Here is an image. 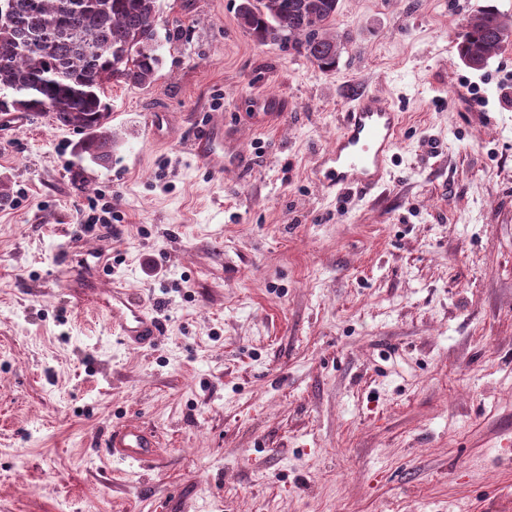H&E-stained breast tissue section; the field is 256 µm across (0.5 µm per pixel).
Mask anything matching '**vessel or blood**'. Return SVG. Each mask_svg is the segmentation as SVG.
Masks as SVG:
<instances>
[{
  "label": "vessel or blood",
  "instance_id": "vessel-or-blood-1",
  "mask_svg": "<svg viewBox=\"0 0 512 512\" xmlns=\"http://www.w3.org/2000/svg\"><path fill=\"white\" fill-rule=\"evenodd\" d=\"M398 138L399 116L391 101L375 94L357 96L344 114L339 134L320 158L331 186L341 191L353 187L369 191L379 186ZM190 151L207 171L223 172L224 134L219 128H202L191 140ZM111 311L124 339L145 342L160 334L159 323L142 314L133 297L113 292ZM148 445V437L135 428L113 434L111 441L113 456L121 460H143Z\"/></svg>",
  "mask_w": 512,
  "mask_h": 512
}]
</instances>
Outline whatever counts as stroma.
<instances>
[{
    "mask_svg": "<svg viewBox=\"0 0 512 512\" xmlns=\"http://www.w3.org/2000/svg\"><path fill=\"white\" fill-rule=\"evenodd\" d=\"M239 2L159 0L108 165L0 114V512H512V42L456 50L512 0H339L329 70ZM358 91L401 119L366 195L317 170ZM210 124L241 168L198 165ZM127 426L146 464L109 454ZM463 26L456 38L457 54L467 66L471 62L481 64L469 66L475 69L484 67L512 35V17L493 6L479 10ZM111 311L114 327L119 329V336H123L124 340L145 342L160 336V324L142 314L135 298L113 291Z\"/></svg>",
    "mask_w": 512,
    "mask_h": 512,
    "instance_id": "stroma-1",
    "label": "stroma"
}]
</instances>
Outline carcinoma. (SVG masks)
Listing matches in <instances>:
<instances>
[{
    "instance_id": "cac0c4a2",
    "label": "carcinoma",
    "mask_w": 512,
    "mask_h": 512,
    "mask_svg": "<svg viewBox=\"0 0 512 512\" xmlns=\"http://www.w3.org/2000/svg\"><path fill=\"white\" fill-rule=\"evenodd\" d=\"M11 24L0 26V112L23 102L30 116L84 134L82 148L112 160V131L101 96L109 84L146 87L161 64L158 0H0ZM238 12L240 25L260 44L286 42L323 69L336 63L330 32L338 0H254ZM512 35V17L490 6L469 17L458 33L465 64L486 65Z\"/></svg>"
}]
</instances>
